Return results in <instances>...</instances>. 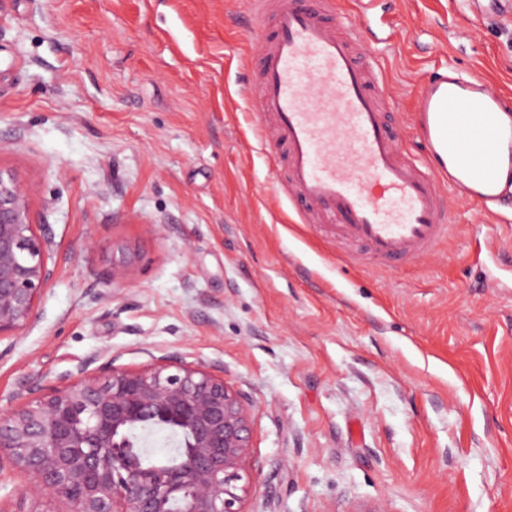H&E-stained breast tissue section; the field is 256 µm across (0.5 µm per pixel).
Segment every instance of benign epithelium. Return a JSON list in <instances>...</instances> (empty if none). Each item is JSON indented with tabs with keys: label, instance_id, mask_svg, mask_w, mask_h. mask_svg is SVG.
I'll return each instance as SVG.
<instances>
[{
	"label": "benign epithelium",
	"instance_id": "1",
	"mask_svg": "<svg viewBox=\"0 0 512 512\" xmlns=\"http://www.w3.org/2000/svg\"><path fill=\"white\" fill-rule=\"evenodd\" d=\"M48 225L36 224L28 190L0 168V338L17 336L55 275ZM90 359L67 381L32 383L22 402L0 412V473L30 486L0 499V512H244L238 485L251 448V415L224 376L180 356L154 357L140 368L104 374ZM161 420L188 433L179 466L133 465L127 432Z\"/></svg>",
	"mask_w": 512,
	"mask_h": 512
}]
</instances>
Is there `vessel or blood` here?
Segmentation results:
<instances>
[{
    "instance_id": "obj_1",
    "label": "vessel or blood",
    "mask_w": 512,
    "mask_h": 512,
    "mask_svg": "<svg viewBox=\"0 0 512 512\" xmlns=\"http://www.w3.org/2000/svg\"><path fill=\"white\" fill-rule=\"evenodd\" d=\"M324 0H252L263 43L255 110L272 126L283 188L305 224H331L377 264L435 252L451 228V199L486 210L512 196V103L490 81L449 68L419 90V152L402 150L381 104L385 76L339 35Z\"/></svg>"
}]
</instances>
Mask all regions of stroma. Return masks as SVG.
<instances>
[{
  "label": "stroma",
  "mask_w": 512,
  "mask_h": 512,
  "mask_svg": "<svg viewBox=\"0 0 512 512\" xmlns=\"http://www.w3.org/2000/svg\"><path fill=\"white\" fill-rule=\"evenodd\" d=\"M408 150L414 95L455 67L512 92V19L378 0ZM249 0H0V167L56 275L0 340V409L90 357L204 362L251 410L245 512H512V199L452 205L437 255L394 270L300 223L254 129ZM126 262L123 283L110 285Z\"/></svg>",
  "instance_id": "35a3bbf8"
}]
</instances>
